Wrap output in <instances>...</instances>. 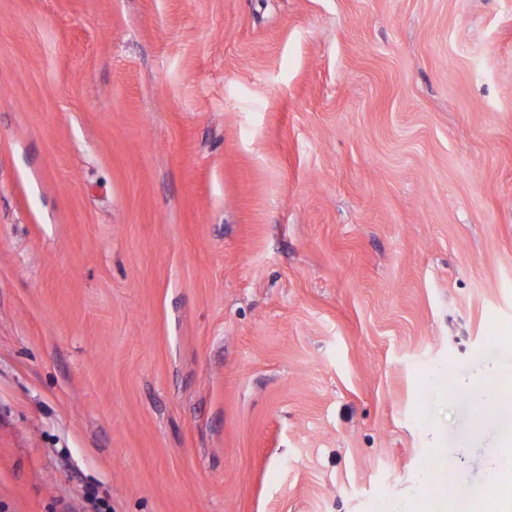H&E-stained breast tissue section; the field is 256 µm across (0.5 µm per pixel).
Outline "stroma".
Masks as SVG:
<instances>
[{
  "label": "stroma",
  "mask_w": 512,
  "mask_h": 512,
  "mask_svg": "<svg viewBox=\"0 0 512 512\" xmlns=\"http://www.w3.org/2000/svg\"><path fill=\"white\" fill-rule=\"evenodd\" d=\"M512 369V0H0V512L480 490ZM456 388L460 391L468 392L474 397L478 406L477 420L480 424L494 421L500 427L511 428V402L509 401L508 404L498 402L495 390L500 387L491 392H486L473 383L461 381L457 383Z\"/></svg>",
  "instance_id": "1"
}]
</instances>
